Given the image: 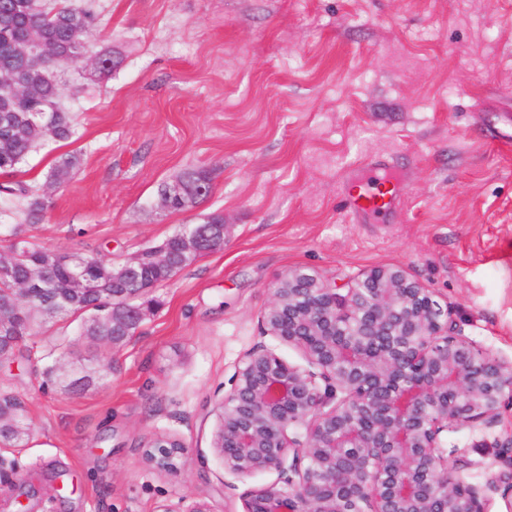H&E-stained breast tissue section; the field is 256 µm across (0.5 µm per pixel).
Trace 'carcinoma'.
I'll return each mask as SVG.
<instances>
[{
    "mask_svg": "<svg viewBox=\"0 0 512 512\" xmlns=\"http://www.w3.org/2000/svg\"><path fill=\"white\" fill-rule=\"evenodd\" d=\"M32 33L53 48L48 69L32 65L26 57L25 43ZM102 36L101 24L88 10L47 7L40 0H0V71L9 73L22 89L21 94L15 95L0 88V174L8 177L0 183V198L22 201L25 216V223L15 225L4 245L15 257L12 276L0 282V302L13 301L16 284L27 285L25 318L11 335L0 340V352L6 361L14 360L20 354L19 345L37 334L48 310L57 317H79L83 324L90 315L102 314L105 321L87 328L83 336L104 351L111 350L112 345L120 343L136 329L135 325L123 322V303L128 295L136 293L130 283L154 288L171 280L197 258L223 246V242L214 240L201 252L186 253L178 243V235L174 234L161 246L143 251L141 264L129 274L124 265H115L101 256L75 254L72 265L62 266L60 251L38 247L30 241L29 228L42 221L47 200L13 176L38 144L48 140L68 141L74 136L75 117L62 106L60 84L51 72L68 67L72 57L81 50L93 53L94 77L99 80L109 77L117 60L112 48L98 46ZM203 178H207V174L202 171L183 172L178 181L186 186L187 192L183 200L174 203L173 210H182L211 193V183L198 185ZM162 249L167 250L169 258L167 264L158 265L153 256ZM37 268L51 271L47 282L34 281ZM83 270L95 277L100 291L79 287L75 276ZM24 420L23 402L12 392L1 389V446L20 447L26 443L28 432L19 431Z\"/></svg>",
    "mask_w": 512,
    "mask_h": 512,
    "instance_id": "obj_1",
    "label": "carcinoma"
}]
</instances>
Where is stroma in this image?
<instances>
[{"mask_svg": "<svg viewBox=\"0 0 512 512\" xmlns=\"http://www.w3.org/2000/svg\"><path fill=\"white\" fill-rule=\"evenodd\" d=\"M91 8L118 65L91 82L71 65L72 139L38 147L20 177L50 207L34 242L122 264L220 213L222 248L151 289V310L99 371L76 317L54 319L27 358L0 364L24 402L28 443L0 447V512H242L274 472L234 474L212 448L243 356L269 331L272 289L307 269L328 284L394 265L430 288L465 336L512 361V0H70ZM81 93H73V86ZM75 153L60 185L49 174ZM390 160L401 219L354 222L355 165ZM186 169L212 191L170 211L159 189ZM92 373L44 386L47 366ZM179 440L167 471L146 457ZM471 480L512 452L448 434Z\"/></svg>", "mask_w": 512, "mask_h": 512, "instance_id": "obj_1", "label": "stroma"}]
</instances>
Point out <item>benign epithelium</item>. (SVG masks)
<instances>
[{
    "label": "benign epithelium",
    "instance_id": "1",
    "mask_svg": "<svg viewBox=\"0 0 512 512\" xmlns=\"http://www.w3.org/2000/svg\"><path fill=\"white\" fill-rule=\"evenodd\" d=\"M226 224H186L195 251ZM266 323L308 367L265 349L243 359L224 395L213 448L239 475L275 471L244 512H485L512 475L481 483L450 463L448 431H492L512 400V363L462 335L432 292L396 266L347 287L295 269L273 290ZM149 458L170 469L183 451L158 439Z\"/></svg>",
    "mask_w": 512,
    "mask_h": 512
}]
</instances>
